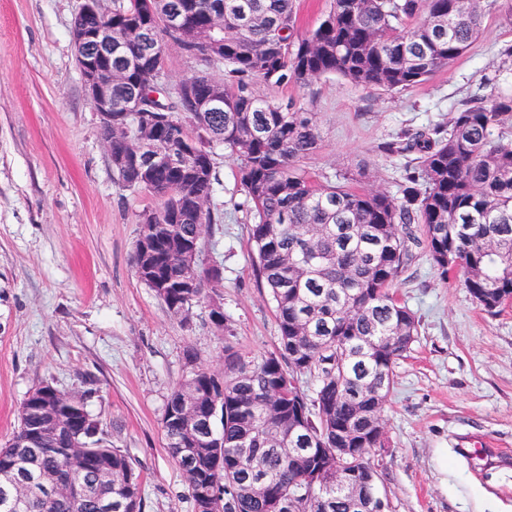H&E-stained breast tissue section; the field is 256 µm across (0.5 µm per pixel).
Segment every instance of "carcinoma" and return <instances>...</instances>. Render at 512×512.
Here are the masks:
<instances>
[{
	"mask_svg": "<svg viewBox=\"0 0 512 512\" xmlns=\"http://www.w3.org/2000/svg\"><path fill=\"white\" fill-rule=\"evenodd\" d=\"M483 0H332L305 36L297 0H112V15L81 19L112 26V168L120 185L149 193L132 255L138 279L167 312L188 320L222 280L201 269L203 239L217 223L210 202L219 179L215 149L239 161L243 207L252 224L257 280L274 303L278 350L247 360L224 337L218 371L194 368L169 395L162 428L194 512L201 496L224 512H362L344 488L374 472L371 449L385 445L382 413L398 359L419 321L392 290L428 254L443 280L461 272L479 308L495 315L512 301V95L475 94L448 128L418 129L390 154L417 153L400 194L335 183L299 162L319 134L311 116L256 96L270 86L326 74L387 92L426 81L478 38ZM181 18L180 26L166 24ZM175 44L209 60L219 77L166 83ZM139 99L149 112H126ZM310 375L311 393L298 386ZM21 402L17 428L0 447L8 470L41 494L25 512H144L142 479L88 410L93 390ZM197 419L181 416L184 399ZM94 462L71 477L90 487L79 504L43 488L71 458Z\"/></svg>",
	"mask_w": 512,
	"mask_h": 512,
	"instance_id": "obj_1",
	"label": "carcinoma"
}]
</instances>
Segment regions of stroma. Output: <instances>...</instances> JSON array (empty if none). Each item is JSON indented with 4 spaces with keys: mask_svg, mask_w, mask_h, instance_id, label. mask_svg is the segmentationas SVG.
Listing matches in <instances>:
<instances>
[{
    "mask_svg": "<svg viewBox=\"0 0 512 512\" xmlns=\"http://www.w3.org/2000/svg\"><path fill=\"white\" fill-rule=\"evenodd\" d=\"M80 5L0 0V446L35 385L93 389L89 410L142 475L144 512H192L162 431L167 399L189 372L184 351L217 369L229 339L258 361L277 351L279 330L252 266L238 163L223 153L211 204L221 220L199 254L201 265L223 266L221 288L184 322L137 278L139 215L155 200L116 180L72 46ZM510 46L512 11L495 0L461 57L402 92L331 74L254 91L311 113L320 147L304 168L396 194L412 156L382 145L447 125L485 80L512 94V77L498 71ZM395 289L419 334L395 365L385 445L371 454L389 512H512V461L484 472L459 453L479 439L512 449V308L488 315L462 277L441 280L422 252ZM214 301L225 329L209 318Z\"/></svg>",
    "mask_w": 512,
    "mask_h": 512,
    "instance_id": "stroma-1",
    "label": "stroma"
}]
</instances>
